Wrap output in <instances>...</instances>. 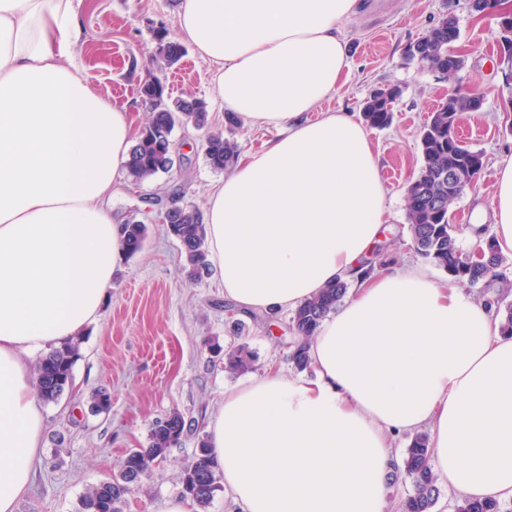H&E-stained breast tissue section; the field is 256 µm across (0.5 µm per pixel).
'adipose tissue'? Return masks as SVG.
Here are the masks:
<instances>
[{"label":"adipose tissue","instance_id":"1","mask_svg":"<svg viewBox=\"0 0 512 512\" xmlns=\"http://www.w3.org/2000/svg\"><path fill=\"white\" fill-rule=\"evenodd\" d=\"M357 0H180V39L214 67L225 111L282 137L206 196L213 277L241 309H296L338 278L349 297L309 347L313 377L270 369L207 422L239 512H385L396 437L427 431L431 465L470 498L512 497V336L492 308L411 262L362 276L389 218L376 153L337 93ZM73 0H0V512L42 453L32 359L94 322L125 258L108 205L132 146L127 110L66 63ZM512 253V155L490 203Z\"/></svg>","mask_w":512,"mask_h":512}]
</instances>
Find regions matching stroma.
I'll use <instances>...</instances> for the list:
<instances>
[{
	"instance_id": "1",
	"label": "stroma",
	"mask_w": 512,
	"mask_h": 512,
	"mask_svg": "<svg viewBox=\"0 0 512 512\" xmlns=\"http://www.w3.org/2000/svg\"><path fill=\"white\" fill-rule=\"evenodd\" d=\"M74 7L82 32L71 60L98 94L128 109L135 126H142L149 105L139 87L154 68L153 31L163 27L176 36V6L171 0H74ZM450 9L459 20L461 43L470 48L461 84L484 97L482 109L465 116L459 128L465 143L484 154L476 189L451 208L454 224L471 223L475 206L490 204L498 161L512 152V130L504 124L512 110V68L497 58L495 19L471 14L467 0H362L346 24L350 55L342 85L320 105L324 112L355 115L371 92L401 90L391 125L367 131L386 175L390 220L383 260L388 264L417 258L410 247L405 189L421 166L418 135L448 95L447 81L408 63L405 49ZM166 84L171 97L190 92L203 99L210 123L223 127L225 112L214 98L209 62L187 52L167 70ZM174 142L170 173L138 186L124 177L113 188V217L142 221L148 239L113 275L97 320L79 335L72 390L43 406L41 462L17 512H78L85 492L116 472L130 449L146 447L153 423L177 410L194 420L192 431L121 506V512H164L181 489V467L192 460L225 388L271 367L295 373L288 360L290 313L272 319L245 311L225 298L216 279L189 280L180 246L160 212L171 196L204 207L208 190L223 174L207 165L195 129H176ZM241 346L253 354L250 373L225 372V352ZM97 391L108 395L107 410L92 409L90 396Z\"/></svg>"
}]
</instances>
